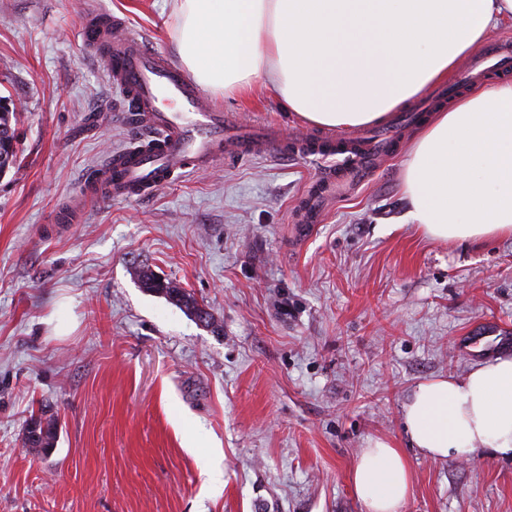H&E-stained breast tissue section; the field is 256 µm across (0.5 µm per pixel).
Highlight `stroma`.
<instances>
[{
    "instance_id": "1",
    "label": "stroma",
    "mask_w": 512,
    "mask_h": 512,
    "mask_svg": "<svg viewBox=\"0 0 512 512\" xmlns=\"http://www.w3.org/2000/svg\"><path fill=\"white\" fill-rule=\"evenodd\" d=\"M173 0H0V96L21 106L0 176V512H365L350 475L385 437L413 470L402 512H512V458L432 459L402 408L417 383L512 355V238L438 241L408 214L417 132L330 198L305 242L295 218L341 156L271 152L104 199L45 229L136 131L85 18H123L174 56ZM226 112L291 135L270 91ZM146 266L191 292L214 333L142 288ZM58 420L29 448L31 416ZM30 421L37 425V429L34 432L28 430V446L44 453L52 450L57 440L56 417L52 414L47 416L44 412L31 416Z\"/></svg>"
}]
</instances>
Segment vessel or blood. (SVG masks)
I'll use <instances>...</instances> for the list:
<instances>
[{
	"instance_id": "b4317fda",
	"label": "vessel or blood",
	"mask_w": 512,
	"mask_h": 512,
	"mask_svg": "<svg viewBox=\"0 0 512 512\" xmlns=\"http://www.w3.org/2000/svg\"><path fill=\"white\" fill-rule=\"evenodd\" d=\"M82 38L89 50L104 57L111 82L129 101L128 124L144 129L148 138L114 151L85 183L81 197L59 206L54 217L59 224L76 223L99 198L143 195L193 167L215 166L227 159H245L271 150L321 157L339 151L351 153L348 167L327 171L318 178L319 191L307 200L298 218V234L304 238L323 218V190L341 193L363 182L377 166L383 144L396 134L397 126L392 123L362 129L348 138L290 139L275 125L241 123L208 100L170 58L134 35L119 17L94 13L82 29ZM510 70L512 45L496 41L461 71L458 80L464 83L478 72Z\"/></svg>"
}]
</instances>
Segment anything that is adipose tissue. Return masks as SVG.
I'll return each mask as SVG.
<instances>
[{"label":"adipose tissue","mask_w":512,"mask_h":512,"mask_svg":"<svg viewBox=\"0 0 512 512\" xmlns=\"http://www.w3.org/2000/svg\"><path fill=\"white\" fill-rule=\"evenodd\" d=\"M180 65L236 98L263 84L288 111L345 130L385 121L444 82L512 0H175ZM402 191L430 238L512 236V80L477 86L434 112L413 141ZM423 454L512 457V356L418 383L403 408ZM366 512H400L413 483L401 449L369 440L350 476Z\"/></svg>","instance_id":"ef3b65f1"}]
</instances>
